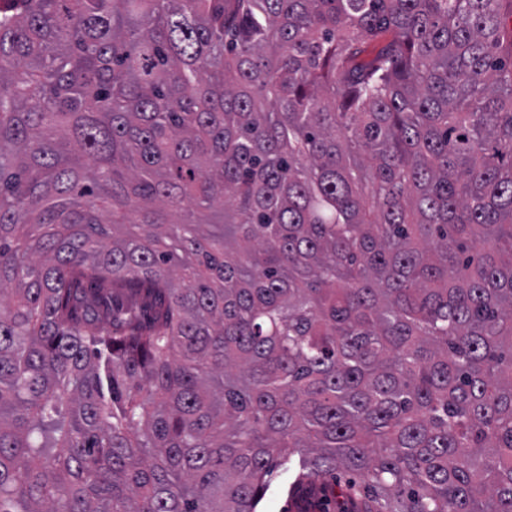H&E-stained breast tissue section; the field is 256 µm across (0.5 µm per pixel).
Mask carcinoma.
I'll return each instance as SVG.
<instances>
[{
	"instance_id": "carcinoma-1",
	"label": "carcinoma",
	"mask_w": 512,
	"mask_h": 512,
	"mask_svg": "<svg viewBox=\"0 0 512 512\" xmlns=\"http://www.w3.org/2000/svg\"><path fill=\"white\" fill-rule=\"evenodd\" d=\"M512 512V0H0V512ZM295 480V474L280 471L270 485L265 499L261 504L262 512H337L336 504L332 499H325L321 493L322 485H347L350 479L343 475L323 476L315 483L305 482L296 486L294 492L288 497V488Z\"/></svg>"
}]
</instances>
